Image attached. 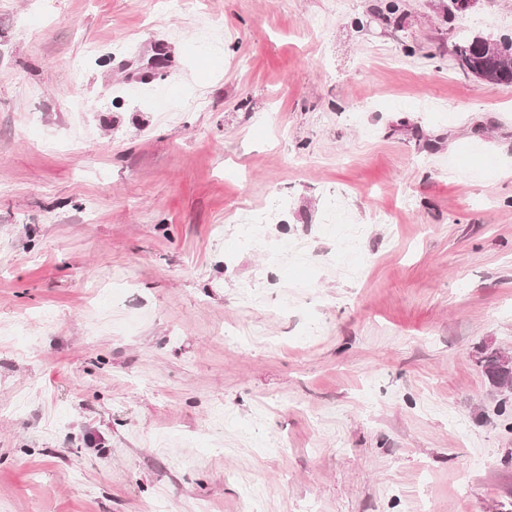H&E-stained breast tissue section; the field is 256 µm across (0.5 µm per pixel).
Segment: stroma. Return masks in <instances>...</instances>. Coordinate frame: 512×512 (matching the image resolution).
<instances>
[{
	"label": "stroma",
	"mask_w": 512,
	"mask_h": 512,
	"mask_svg": "<svg viewBox=\"0 0 512 512\" xmlns=\"http://www.w3.org/2000/svg\"><path fill=\"white\" fill-rule=\"evenodd\" d=\"M384 2L0 0V512H512V0ZM477 36L466 38L455 46L454 59L460 70L477 79L495 85H512V48L510 56L499 55L506 52L507 44L499 39L483 42L486 50L497 53L489 55L477 44ZM267 220V214L264 211H254L251 214L250 221L243 225V240L250 245H258L262 247L272 261L277 262L284 256V247L279 245H271L259 240L258 225L264 224Z\"/></svg>",
	"instance_id": "obj_1"
}]
</instances>
